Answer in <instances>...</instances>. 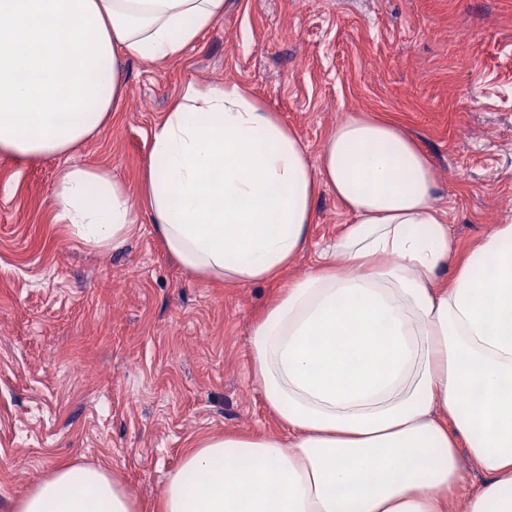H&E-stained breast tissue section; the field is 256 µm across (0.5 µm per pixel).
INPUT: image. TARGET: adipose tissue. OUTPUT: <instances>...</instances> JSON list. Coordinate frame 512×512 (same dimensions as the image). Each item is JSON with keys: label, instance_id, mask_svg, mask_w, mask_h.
I'll list each match as a JSON object with an SVG mask.
<instances>
[{"label": "adipose tissue", "instance_id": "1", "mask_svg": "<svg viewBox=\"0 0 512 512\" xmlns=\"http://www.w3.org/2000/svg\"><path fill=\"white\" fill-rule=\"evenodd\" d=\"M228 0H0V156L63 157L111 120L121 54L181 56ZM429 157L397 123L352 116L312 165L246 88L188 85L154 124L133 205L102 166L63 165L54 221L105 251L148 213L191 274L277 279L306 247L320 185L350 215L319 265L257 316L251 372L287 436L202 437L158 512H512V223L456 258ZM451 268L449 281L437 276ZM17 512H140L107 468L69 463Z\"/></svg>", "mask_w": 512, "mask_h": 512}]
</instances>
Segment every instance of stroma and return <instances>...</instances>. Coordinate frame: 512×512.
Returning <instances> with one entry per match:
<instances>
[{"label":"stroma","instance_id":"stroma-1","mask_svg":"<svg viewBox=\"0 0 512 512\" xmlns=\"http://www.w3.org/2000/svg\"><path fill=\"white\" fill-rule=\"evenodd\" d=\"M122 71L111 122L66 161L110 168L132 201L170 102L235 82L314 164L347 116L401 123L433 161L459 252L512 221V0H229L179 58ZM60 162L0 157V512L67 461L107 465L151 512L196 435L278 431L251 379L252 322L349 217L322 189L279 278L199 280L146 216L118 248L74 242L53 221Z\"/></svg>","mask_w":512,"mask_h":512}]
</instances>
